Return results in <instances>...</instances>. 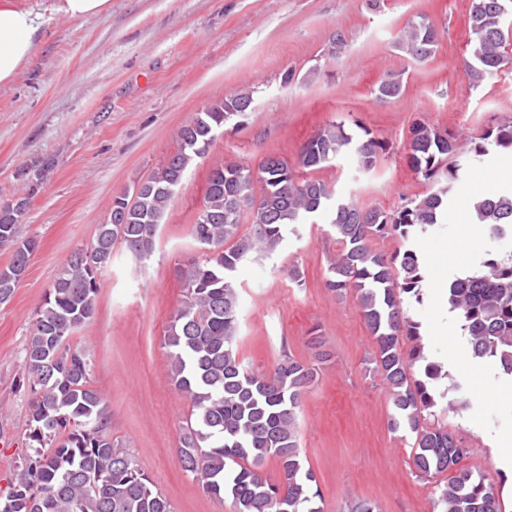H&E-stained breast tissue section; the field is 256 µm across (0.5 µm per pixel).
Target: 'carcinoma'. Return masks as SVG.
<instances>
[{"label": "carcinoma", "mask_w": 512, "mask_h": 512, "mask_svg": "<svg viewBox=\"0 0 512 512\" xmlns=\"http://www.w3.org/2000/svg\"><path fill=\"white\" fill-rule=\"evenodd\" d=\"M509 0H472L475 35L464 73L474 87L499 72L512 46ZM441 37L426 15L414 16L397 35L396 48L415 64L430 60ZM406 89L401 76L383 81L375 99L388 103ZM255 109L253 88H243L196 113L177 132V147L144 180L114 196L89 246L74 252L36 309L23 360L29 414L25 449L12 461L0 489V512H173L136 458L112 442L111 415L95 388L87 349L72 343L94 317L99 272L112 264L116 245L134 258L150 256L161 224L189 168L204 159L228 125H241ZM512 151V118L488 125L462 142L425 120L411 129L408 160L428 191L407 197L387 212L354 199H337L315 173L347 153L358 171L375 169L383 142L364 127L353 132L333 121L299 150L298 179L277 153L253 170L234 161L212 168L203 209L189 234L201 255L177 267L183 301L164 335L171 384L191 403L176 449L183 472L201 482L234 512H322L299 443L301 397L316 368L283 353L273 370L255 374L238 355L239 291L236 272L247 257L274 254L291 224L324 216L340 249L328 260L325 288L352 294L373 337L375 371L391 395L388 426L414 437L413 463L438 476L436 512H505L482 473L460 466L471 453L466 439L448 428V411L468 400L461 385L429 360L419 324L404 300L419 302L426 279L410 247L386 253L377 238L407 243L441 223L464 163L497 150ZM27 196L0 206V248L12 252L0 267V304L13 298L39 241L22 230ZM473 222L485 233L512 234V194L479 197ZM250 229L240 232L243 223ZM449 310L456 313L472 360L493 361L512 377V254L486 253L471 274L448 281ZM424 365V379L414 369ZM276 464L279 483L263 467Z\"/></svg>", "instance_id": "1"}]
</instances>
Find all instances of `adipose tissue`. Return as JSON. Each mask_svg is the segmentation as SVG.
Segmentation results:
<instances>
[{"label": "adipose tissue", "mask_w": 512, "mask_h": 512, "mask_svg": "<svg viewBox=\"0 0 512 512\" xmlns=\"http://www.w3.org/2000/svg\"><path fill=\"white\" fill-rule=\"evenodd\" d=\"M40 39L38 17L19 0H0V85L30 65Z\"/></svg>", "instance_id": "1"}]
</instances>
